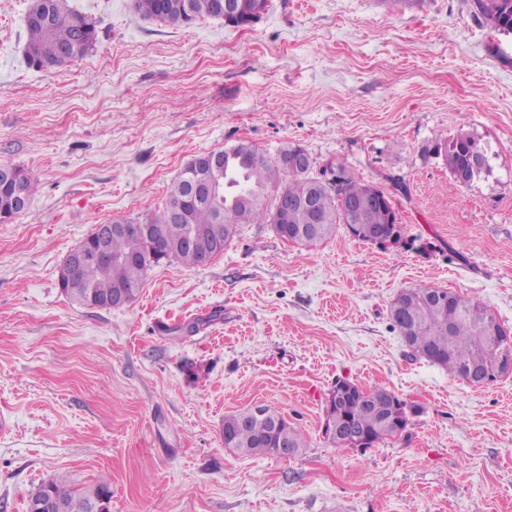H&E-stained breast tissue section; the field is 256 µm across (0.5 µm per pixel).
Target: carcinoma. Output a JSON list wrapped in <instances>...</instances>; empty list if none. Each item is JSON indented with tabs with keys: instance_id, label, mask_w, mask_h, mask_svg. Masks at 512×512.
I'll return each instance as SVG.
<instances>
[{
	"instance_id": "1",
	"label": "carcinoma",
	"mask_w": 512,
	"mask_h": 512,
	"mask_svg": "<svg viewBox=\"0 0 512 512\" xmlns=\"http://www.w3.org/2000/svg\"><path fill=\"white\" fill-rule=\"evenodd\" d=\"M235 14L224 15V0H134L135 13L160 24L188 25L201 18L224 20L233 27H247L256 9L255 0H233ZM473 17L485 21L491 29L512 33V0H473ZM24 59L38 70L61 69L83 59L99 39L96 17L70 9L68 0H32L24 18ZM443 157L448 170L456 175L470 172L468 183L484 177L489 169L486 150L471 136L459 133L429 148ZM224 156L218 175L225 185L222 199L224 223H216L213 205L196 200L189 182L181 172L170 184L163 206L145 223L152 226L150 240L141 236L114 233L109 241L112 263L87 262L76 268L71 280L59 281V288L71 302L89 308H103L100 301L112 291L127 289L140 294L149 269L166 260L188 268L199 266L204 254L217 257L224 253L242 224L271 226L283 239L292 235L294 243L314 248L343 227L353 239L384 245L398 242L403 227L397 222L392 198L386 191L357 178L341 161L331 163L338 185H321V174L310 167L301 172L278 165V155H270L255 144L239 141L218 151ZM371 192L385 196L380 203L351 208V201ZM285 195L293 205L284 215L274 210L276 199ZM320 203L324 222L310 221L308 203ZM392 328L402 337L414 357L448 371L451 376L469 382L464 367L483 366L488 382L507 373L506 360L512 358V343L495 335L501 329L495 315L482 303L439 287H415L400 292L389 310ZM378 399L366 400L356 386L350 385L345 396L326 407V420L348 421L371 448L395 433L386 434L381 423L389 401L399 399L391 390L370 386ZM278 423L252 415L246 407L224 416V447L250 455H273L279 441H286L299 451L305 447L304 434L282 414ZM52 498L59 512H91L96 497L111 500L106 482L74 489L61 477L50 478L34 488L26 503V512H34L40 499Z\"/></svg>"
}]
</instances>
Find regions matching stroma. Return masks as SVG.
<instances>
[{
    "label": "stroma",
    "mask_w": 512,
    "mask_h": 512,
    "mask_svg": "<svg viewBox=\"0 0 512 512\" xmlns=\"http://www.w3.org/2000/svg\"><path fill=\"white\" fill-rule=\"evenodd\" d=\"M98 44L63 71L22 58L30 0H0V165L36 192L0 224V512L42 481L108 479L109 512H512V374L475 387L411 359L402 289L480 301L512 331V35L470 0H270L241 29L159 25L133 0H68ZM465 133L491 170L457 184L429 146ZM298 144L389 188L402 243L344 229L306 249L241 225L203 267H152L121 308L72 304L58 274L96 225L144 220L192 156ZM418 403L407 436L337 450V378ZM261 403L304 434L296 456L224 446Z\"/></svg>",
    "instance_id": "stroma-1"
}]
</instances>
